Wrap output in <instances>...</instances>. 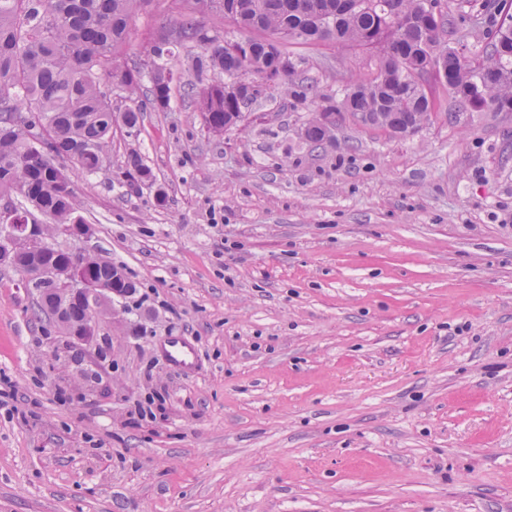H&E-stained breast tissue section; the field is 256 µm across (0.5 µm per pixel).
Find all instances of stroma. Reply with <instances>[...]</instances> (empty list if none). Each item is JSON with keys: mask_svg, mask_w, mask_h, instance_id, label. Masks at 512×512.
Returning a JSON list of instances; mask_svg holds the SVG:
<instances>
[{"mask_svg": "<svg viewBox=\"0 0 512 512\" xmlns=\"http://www.w3.org/2000/svg\"><path fill=\"white\" fill-rule=\"evenodd\" d=\"M169 4L132 16L122 63ZM291 50V94L221 136L177 51L173 110L138 99L103 171L71 169L86 249L137 286L95 350L0 265V512H512V112L427 77L415 135L347 117L315 149L298 92L339 96L370 56Z\"/></svg>", "mask_w": 512, "mask_h": 512, "instance_id": "35a3bbf8", "label": "stroma"}]
</instances>
